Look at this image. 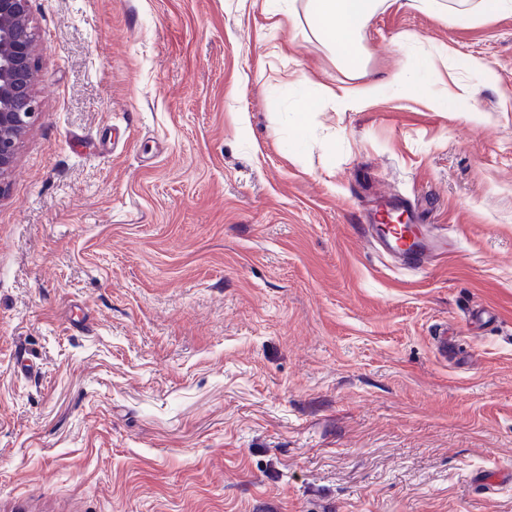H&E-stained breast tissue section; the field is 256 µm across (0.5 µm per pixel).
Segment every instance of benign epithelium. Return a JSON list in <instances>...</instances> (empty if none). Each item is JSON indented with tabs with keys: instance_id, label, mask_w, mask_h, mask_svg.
Listing matches in <instances>:
<instances>
[{
	"instance_id": "obj_1",
	"label": "benign epithelium",
	"mask_w": 512,
	"mask_h": 512,
	"mask_svg": "<svg viewBox=\"0 0 512 512\" xmlns=\"http://www.w3.org/2000/svg\"><path fill=\"white\" fill-rule=\"evenodd\" d=\"M36 67L30 0H0V193L19 141L39 114Z\"/></svg>"
}]
</instances>
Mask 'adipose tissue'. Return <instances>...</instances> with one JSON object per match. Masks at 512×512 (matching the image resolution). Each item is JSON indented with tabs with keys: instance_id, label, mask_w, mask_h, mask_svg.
Here are the masks:
<instances>
[{
	"instance_id": "obj_1",
	"label": "adipose tissue",
	"mask_w": 512,
	"mask_h": 512,
	"mask_svg": "<svg viewBox=\"0 0 512 512\" xmlns=\"http://www.w3.org/2000/svg\"><path fill=\"white\" fill-rule=\"evenodd\" d=\"M313 30L328 41L337 61L351 74H359L365 67L361 39L369 18L376 12L381 0H308ZM384 87L380 83L361 86L322 88L318 98L303 101L301 111L312 112L321 100H336L342 109L362 108L380 97Z\"/></svg>"
}]
</instances>
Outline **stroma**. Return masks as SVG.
Masks as SVG:
<instances>
[{
  "instance_id": "1",
  "label": "stroma",
  "mask_w": 512,
  "mask_h": 512,
  "mask_svg": "<svg viewBox=\"0 0 512 512\" xmlns=\"http://www.w3.org/2000/svg\"><path fill=\"white\" fill-rule=\"evenodd\" d=\"M30 12L41 109L0 195V512H512V15L384 0L356 78L263 0ZM407 64L469 98L403 96ZM359 82L384 96L299 110ZM401 202L447 258L412 270L368 238Z\"/></svg>"
}]
</instances>
